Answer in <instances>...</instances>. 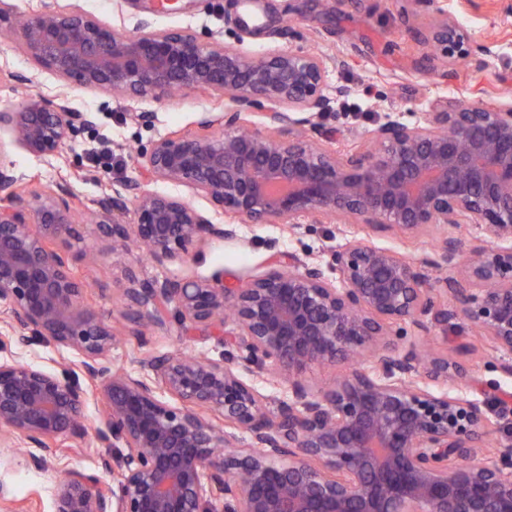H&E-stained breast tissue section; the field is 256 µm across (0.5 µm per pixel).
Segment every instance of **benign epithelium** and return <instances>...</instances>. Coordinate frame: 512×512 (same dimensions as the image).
Segmentation results:
<instances>
[{"label": "benign epithelium", "mask_w": 512, "mask_h": 512, "mask_svg": "<svg viewBox=\"0 0 512 512\" xmlns=\"http://www.w3.org/2000/svg\"><path fill=\"white\" fill-rule=\"evenodd\" d=\"M434 19L424 40L443 66L491 48L448 16L443 0H422ZM24 55L65 84L161 103L175 90L224 95L219 132L173 135L146 152L142 181H118L91 216L112 247L130 238L156 262L181 260L207 239L237 236L184 199L148 182L187 185L238 224L328 218L417 236L444 227L431 257L409 259L351 235L331 254L336 280L292 254L245 286L211 280L146 282L128 271L127 337L144 342V321L164 309L224 346L220 361L165 353L143 360L145 375L112 367V328L81 302L83 285L50 242L72 236L69 192L19 191L0 159V301L14 336L0 350L35 341L73 349L65 374L0 361V430L58 457V440L85 433L90 389L107 408L95 430L119 448V492L95 474L68 470L54 512H512V443L489 438L512 420V107L448 102L423 120H386L369 146L324 147L313 121L346 94H329L327 59L278 42L245 53L178 29L142 25L134 34L76 9L28 16L15 28ZM257 113L258 121L246 114ZM87 112L34 94L0 110V130L36 156H55ZM132 211L133 222L122 220ZM475 231L466 261L463 240ZM467 322L495 353L498 378L470 379L446 354L422 356L415 333ZM360 367L327 391L305 378L315 365ZM288 388L271 414L258 383ZM171 395L176 403L159 398ZM218 413L224 427L210 414ZM250 435L242 445L239 434Z\"/></svg>", "instance_id": "1"}]
</instances>
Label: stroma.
<instances>
[{
	"mask_svg": "<svg viewBox=\"0 0 512 512\" xmlns=\"http://www.w3.org/2000/svg\"><path fill=\"white\" fill-rule=\"evenodd\" d=\"M17 13H49L68 5L105 24L133 33L142 24L157 30L182 29L202 41L220 40L246 52L271 45V31L288 29L293 45L314 50L334 62L329 85L349 88L334 113L320 118L330 148L348 152L362 145V135L375 120L409 122L427 112L444 111L449 98L467 92L469 100L484 98L512 105V0H445L455 16L479 42L488 44L494 58L489 68L461 62L440 77L424 60L423 36L431 14L421 0H262V20L241 21L239 0H177L163 10L157 0H13ZM35 76L31 85L23 76ZM49 100H66L78 112L95 117L92 126L74 133L61 152L38 157L12 144L8 131L0 132L7 158L24 181L25 190L42 192L64 187L74 193L81 214L96 210L98 201L118 180H136L145 163L143 152L171 133L199 132L204 119L221 115L220 94L185 91L163 103L128 101L111 95L63 85L48 72L37 71L27 57L7 43L0 45V109L18 106L28 94ZM150 112L152 122L138 121L137 113ZM76 237L61 240L72 273L87 286L84 301L101 319L112 323L118 339L110 352L113 366L133 374L143 373L142 361L150 355L187 351L220 359L222 348L205 332H185L174 321L153 326L143 345L123 337L126 322L122 295L128 288V269H136L149 282L186 281L223 276L243 285L269 273L273 260L294 254L325 264L337 246L349 239L344 224H243L236 238L210 239L193 249L184 261H152L138 246L113 251L95 225L81 224ZM5 359L39 365L58 372L73 368L81 357L73 350L37 343L5 352ZM105 416L100 397L85 407L86 431L73 440L57 466L34 467L30 447L19 436L0 435V455L11 458L10 469L0 470V480L13 490L0 512H53L56 485L64 470L92 472L111 449L100 448L94 430Z\"/></svg>",
	"mask_w": 512,
	"mask_h": 512,
	"instance_id": "35a3bbf8",
	"label": "stroma"
}]
</instances>
